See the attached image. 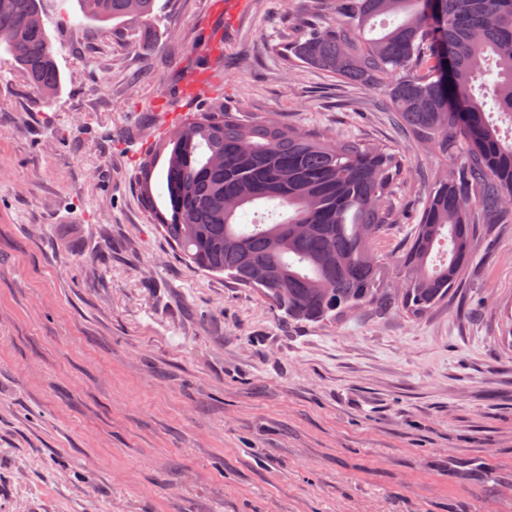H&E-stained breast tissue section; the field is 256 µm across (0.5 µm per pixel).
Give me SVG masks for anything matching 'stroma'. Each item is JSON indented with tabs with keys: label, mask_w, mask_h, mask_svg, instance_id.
Here are the masks:
<instances>
[{
	"label": "stroma",
	"mask_w": 512,
	"mask_h": 512,
	"mask_svg": "<svg viewBox=\"0 0 512 512\" xmlns=\"http://www.w3.org/2000/svg\"><path fill=\"white\" fill-rule=\"evenodd\" d=\"M224 3L156 0L145 30L43 0L51 99L0 51V512H479L512 486L511 219L423 317L314 326L191 268L143 207V156L217 98L405 156L385 258L419 170L458 163L382 95L283 61L299 0Z\"/></svg>",
	"instance_id": "stroma-1"
}]
</instances>
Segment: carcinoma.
I'll use <instances>...</instances> for the list:
<instances>
[{"label":"carcinoma","instance_id":"1","mask_svg":"<svg viewBox=\"0 0 512 512\" xmlns=\"http://www.w3.org/2000/svg\"><path fill=\"white\" fill-rule=\"evenodd\" d=\"M42 0H0V49L51 98L62 85ZM101 26L149 20L156 0H81ZM310 17L289 58L385 95L416 146L462 157L433 174L419 221L397 260L401 296L372 244L393 221L405 159L320 129L255 121L215 107L173 126L141 162V199L193 268L253 288L288 320L323 323L364 305L420 316L460 286L479 224L512 216V0H300ZM401 18L376 38L372 20ZM160 173L166 196L152 181ZM476 209H471V204ZM274 218L246 230L256 206ZM448 247V260L437 261Z\"/></svg>","mask_w":512,"mask_h":512}]
</instances>
